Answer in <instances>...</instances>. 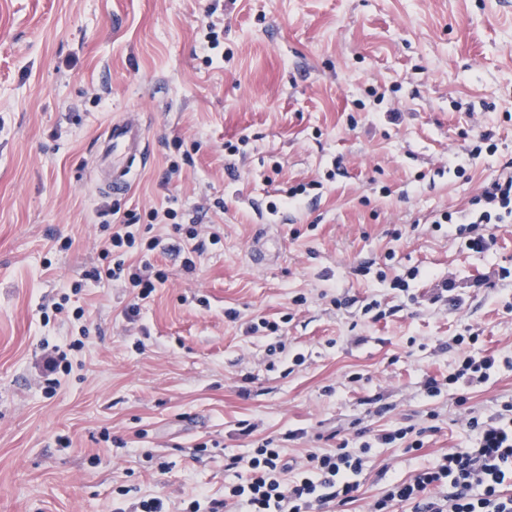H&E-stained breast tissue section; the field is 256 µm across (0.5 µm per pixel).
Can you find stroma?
Returning a JSON list of instances; mask_svg holds the SVG:
<instances>
[{
  "label": "stroma",
  "mask_w": 512,
  "mask_h": 512,
  "mask_svg": "<svg viewBox=\"0 0 512 512\" xmlns=\"http://www.w3.org/2000/svg\"><path fill=\"white\" fill-rule=\"evenodd\" d=\"M132 111L149 154L99 194L103 133ZM478 131L495 149L472 162ZM506 166L512 0H0V512L147 495L183 512L264 439L292 459L425 429L418 453L371 450L335 509L366 512L468 446L467 417L512 401V365L421 385L467 354L512 356V223L475 253L440 217ZM154 207L176 224L149 223ZM112 211L138 218L126 264L168 276L147 299L89 277ZM194 222L210 238L189 270ZM154 236L162 251L142 250ZM262 319L278 332H250ZM497 358L494 354H486L478 359L467 355L456 364L448 376L437 379L430 376L422 386V393L428 398L437 397L442 393V387L453 385L455 387H471L473 385L487 383L493 370L497 365Z\"/></svg>",
  "instance_id": "35a3bbf8"
}]
</instances>
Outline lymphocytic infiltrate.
<instances>
[{
    "instance_id": "lymphocytic-infiltrate-1",
    "label": "lymphocytic infiltrate",
    "mask_w": 512,
    "mask_h": 512,
    "mask_svg": "<svg viewBox=\"0 0 512 512\" xmlns=\"http://www.w3.org/2000/svg\"><path fill=\"white\" fill-rule=\"evenodd\" d=\"M471 204L455 233L481 252L488 247L479 232L481 225L512 222V172L493 178ZM496 365L492 354L465 356L447 376L428 377L422 393L433 398L446 385L487 383ZM467 425L472 433L469 447L449 449L409 478L390 482L369 512H390L397 505L409 506L410 512H512V402L488 420L470 417ZM409 433L406 427L382 430L359 452L344 447L318 449L294 466L283 448L264 440L247 455L231 458V467L241 469L243 475L238 483L225 487L223 498L192 501L186 512H323L333 503L346 505L356 499L357 478L373 445L398 442L408 453L422 449L423 440L410 438Z\"/></svg>"
}]
</instances>
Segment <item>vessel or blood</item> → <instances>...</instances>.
<instances>
[{"mask_svg": "<svg viewBox=\"0 0 512 512\" xmlns=\"http://www.w3.org/2000/svg\"><path fill=\"white\" fill-rule=\"evenodd\" d=\"M146 154L143 129L136 119L130 118L111 124L104 139V156L111 159L108 183L104 190L115 194L125 191L131 184V175L137 171V162Z\"/></svg>", "mask_w": 512, "mask_h": 512, "instance_id": "1", "label": "vessel or blood"}]
</instances>
